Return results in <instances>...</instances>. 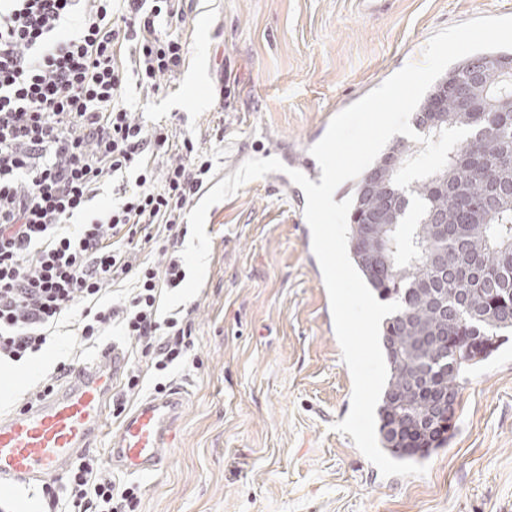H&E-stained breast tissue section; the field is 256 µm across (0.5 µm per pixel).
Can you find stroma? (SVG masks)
Masks as SVG:
<instances>
[{
	"mask_svg": "<svg viewBox=\"0 0 512 512\" xmlns=\"http://www.w3.org/2000/svg\"><path fill=\"white\" fill-rule=\"evenodd\" d=\"M479 16H512V0H191L188 61L163 94L130 90L137 120L172 124L212 161L310 150L320 128L405 65L436 32ZM305 197L272 175L210 207L200 293L181 305L196 338L173 368L185 391L165 466L132 477L133 512H512V340L462 385L455 430L422 476H382L350 434L352 377L329 329V296L304 248ZM95 362L66 327L19 381L0 362V415L51 381L58 362Z\"/></svg>",
	"mask_w": 512,
	"mask_h": 512,
	"instance_id": "obj_1",
	"label": "stroma"
}]
</instances>
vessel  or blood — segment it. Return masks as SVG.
I'll return each mask as SVG.
<instances>
[{
    "instance_id": "obj_1",
    "label": "vessel or blood",
    "mask_w": 512,
    "mask_h": 512,
    "mask_svg": "<svg viewBox=\"0 0 512 512\" xmlns=\"http://www.w3.org/2000/svg\"><path fill=\"white\" fill-rule=\"evenodd\" d=\"M126 362L122 346L110 344L100 362L81 367L38 402L0 416V497L15 482L60 480L100 439L112 471L141 476L163 468L162 450L186 398L177 389L150 396L134 406L116 430L106 431L113 390Z\"/></svg>"
}]
</instances>
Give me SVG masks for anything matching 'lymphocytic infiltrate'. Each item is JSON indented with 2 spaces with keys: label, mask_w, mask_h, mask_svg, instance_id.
I'll return each mask as SVG.
<instances>
[{
  "label": "lymphocytic infiltrate",
  "mask_w": 512,
  "mask_h": 512,
  "mask_svg": "<svg viewBox=\"0 0 512 512\" xmlns=\"http://www.w3.org/2000/svg\"><path fill=\"white\" fill-rule=\"evenodd\" d=\"M185 6L0 0V360L38 353L65 321L87 347L118 330L130 359L159 372L193 350L190 319L158 308L162 292L186 277L181 220L212 162L167 125L145 129L125 98L128 80L157 94L162 77L184 66ZM71 19L72 32L64 26ZM108 180L111 209L70 228ZM153 241L159 267L139 258ZM110 284L126 291L106 305ZM64 486L66 500L50 498L49 512H127L136 497L134 485L103 476L90 455Z\"/></svg>",
  "instance_id": "lymphocytic-infiltrate-1"
}]
</instances>
